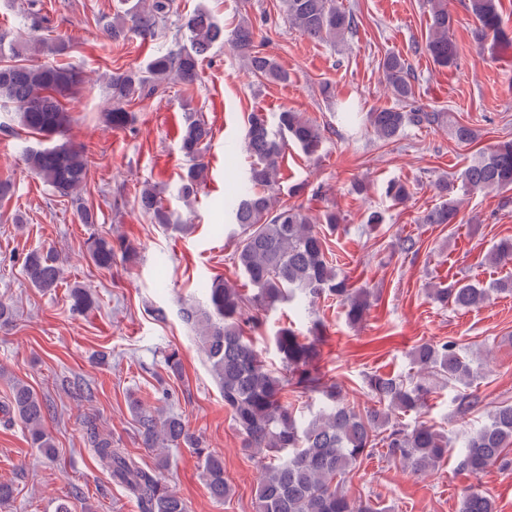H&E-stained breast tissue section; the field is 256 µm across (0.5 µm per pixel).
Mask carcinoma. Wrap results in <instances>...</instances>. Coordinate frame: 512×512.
<instances>
[{"instance_id": "cac0c4a2", "label": "carcinoma", "mask_w": 512, "mask_h": 512, "mask_svg": "<svg viewBox=\"0 0 512 512\" xmlns=\"http://www.w3.org/2000/svg\"><path fill=\"white\" fill-rule=\"evenodd\" d=\"M427 6L430 23L423 51L437 66L450 68L457 63L458 47L449 36L453 18L448 0H427ZM462 6L476 20L472 32L476 42L507 39L500 0H462ZM283 7L289 27L312 40L343 43L357 29L355 12L339 0H283ZM170 20L175 40L184 44L153 56L142 66L112 72L105 83L108 104L101 112L106 126L117 130L131 127L135 122L131 106L166 91L170 83L183 89L197 85L201 80L200 64L217 45L226 44L241 56L259 81H288V72L259 49L256 30L246 19L226 30L208 11L197 9L179 15L174 0H151L146 7L136 0L123 14L104 24L103 32L115 42L129 33L153 40L159 27ZM25 21L30 36L24 40L0 29V55L7 52L20 57L43 51L62 55L69 48L64 42L55 44L41 35L44 22L39 14L28 12ZM381 69L397 106L362 114L350 103L336 102L335 90L324 83L320 92L331 102V118L347 127L360 120L384 143L395 142L410 126L428 128L443 122L442 112L409 106L415 92L412 67L406 58L389 53ZM81 82L80 72L69 64H1L0 110L10 113V118L0 121V130L10 131L17 125L42 138L37 146L24 149L28 170L59 196L74 198L81 223L93 224L94 214L78 197L87 186L90 160L85 148L75 146L66 137L73 121L66 103L77 94ZM448 131L459 145L476 140L475 130L461 122L448 125ZM211 138L212 129L202 114L185 116L180 150L189 166L180 176L178 195L186 202L196 197L209 180L205 153ZM244 140L250 158L248 175L237 196L224 204V213L236 226L239 239L232 260L251 291L214 276L205 287L206 305L189 304L182 308L181 315L195 332L224 397V408L243 437L244 450L259 460L256 512H383L377 502L352 499L342 487L346 475L379 446L386 449L385 456L400 460L414 475L435 469L456 448L458 466L475 476L506 463L504 450L512 447V403L495 406L478 426H466L452 437L426 421L411 424L400 419L427 407L437 381L464 385L451 399L458 415L465 417L482 405V397L472 383L484 362L461 354L454 340L417 345L411 352L416 371L406 378L366 376L371 405L363 410L346 401L323 370L319 348L323 323L319 319L310 322L309 336L304 339L291 327L278 329L272 342L282 367L267 364L246 336V329L262 326L265 313L283 302L298 301L308 306L328 297L342 306L349 323L360 324L367 314L366 291L353 287L349 277L328 258L325 231L339 228V214L326 209L313 218L303 206L277 196L281 159L288 143L300 147L306 156L317 158L323 145L321 126L288 109L279 112L273 124L265 113L253 111L247 116ZM461 181L472 194L511 191L512 138L479 152L461 173ZM435 189L442 201L426 210L420 223H454L458 204L450 197L448 181H438ZM384 194L393 203L404 204L412 191L407 183L392 179ZM134 199L150 223L162 227L180 224L155 186L143 184ZM138 254L137 244L122 235H92L86 240L87 257L102 270L112 269L118 261L130 265ZM62 270L63 260L53 249L33 250L22 264L25 279L42 292L58 287ZM503 293H512V278L488 288L468 283L433 288L429 297L444 306L471 310ZM69 300L75 314L87 312L93 304L82 287L72 288ZM288 389L300 397L318 399L319 408L311 418L283 400ZM129 405L143 447L156 453L155 469L145 468L127 449L112 447V434L100 431L94 419L86 420L85 437L98 465L126 487L141 512H188L186 502L157 474L168 466V450L182 446L193 448L201 460L210 497L217 502L230 497L232 489L224 477L223 457L203 448L180 415L161 408L147 409L134 398ZM8 412L24 425L30 447L47 457L55 455L47 430L52 408L45 396L14 378L10 381ZM459 512H496V507L487 495L469 491L462 497Z\"/></svg>"}]
</instances>
